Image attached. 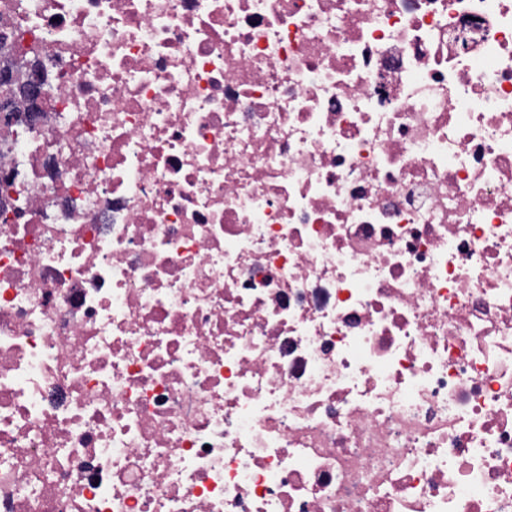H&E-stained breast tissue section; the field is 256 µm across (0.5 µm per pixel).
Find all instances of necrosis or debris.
Masks as SVG:
<instances>
[{
    "label": "necrosis or debris",
    "mask_w": 512,
    "mask_h": 512,
    "mask_svg": "<svg viewBox=\"0 0 512 512\" xmlns=\"http://www.w3.org/2000/svg\"><path fill=\"white\" fill-rule=\"evenodd\" d=\"M0 512H512V0H0ZM22 94L31 103L25 119L28 124H37L41 118V107L48 98L47 79L42 71L33 66L26 83L22 86Z\"/></svg>",
    "instance_id": "1"
}]
</instances>
